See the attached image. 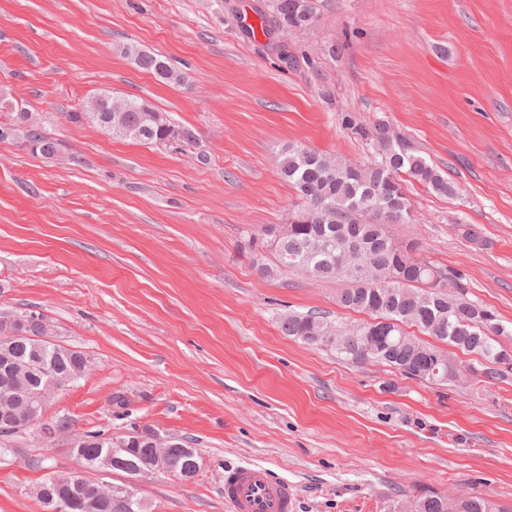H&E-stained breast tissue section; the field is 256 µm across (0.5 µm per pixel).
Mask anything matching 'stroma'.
<instances>
[{
	"instance_id": "stroma-1",
	"label": "stroma",
	"mask_w": 512,
	"mask_h": 512,
	"mask_svg": "<svg viewBox=\"0 0 512 512\" xmlns=\"http://www.w3.org/2000/svg\"><path fill=\"white\" fill-rule=\"evenodd\" d=\"M307 30L260 33L271 0H0V118L22 105L60 144L47 159L0 142V309L34 310L89 371L47 409L69 435L17 433L0 512H44L32 489L78 469L70 434L150 427L196 448L183 482L133 483L146 512H230L224 471L249 461L293 487L294 512H388L431 490L512 505V378L435 385L284 336L280 314L356 324L337 287L262 277L248 236L299 199L288 145L355 162L375 144L342 123H386L459 188L405 190L399 240L460 271L512 326V0H316ZM167 58L181 84L123 49ZM144 98L195 129L183 149L124 140L67 115L94 95ZM79 157L71 164L69 155Z\"/></svg>"
}]
</instances>
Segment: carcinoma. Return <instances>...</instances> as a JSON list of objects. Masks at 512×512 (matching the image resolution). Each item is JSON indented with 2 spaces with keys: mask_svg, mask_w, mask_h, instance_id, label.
<instances>
[{
  "mask_svg": "<svg viewBox=\"0 0 512 512\" xmlns=\"http://www.w3.org/2000/svg\"><path fill=\"white\" fill-rule=\"evenodd\" d=\"M274 15L286 30L296 26H310L315 22V0H273ZM136 66L156 77L179 81L170 64L159 56L137 47L127 49ZM128 110L115 112L107 109L91 118L85 112H70L72 123L91 122L97 126L112 124L111 133L132 142L146 145L189 146L196 143L193 129L177 124L169 114L158 111L145 99L127 100ZM23 113L14 112L10 125L14 126L13 139L22 145L36 142L38 152L60 153L57 140L35 126L21 124ZM347 129L362 140L377 143L380 159L368 163H354L340 157L317 153L304 147L288 146L280 150L279 174L288 181L302 200L301 211L324 212L309 224H296L288 238L274 249L275 261L264 262V256L255 258L256 267L263 276L272 278L282 269H294L322 282L342 285L337 295L346 309L364 312L371 320L358 323L352 329L354 337L336 347L324 344L323 337L334 336L342 328L314 312L283 313L279 317L281 332L311 347L333 351L341 359L356 363L359 354L368 345L376 347V357L402 375L426 374L431 369V353L439 347L426 343L405 331L414 326L462 351L480 357L482 371L478 382L486 387L509 378L498 365L502 339L512 340V329L501 324L498 317L487 322L483 313L486 306L467 298L466 292L455 298L439 288L430 292L424 285L432 271L443 272L425 257L417 254L416 242L405 241L407 252L399 253L391 247L392 224H411L415 221L412 204L404 184L413 180L427 191L453 197L457 194L448 176L426 159L404 148L402 140L380 122L367 126L355 117H344ZM361 247L371 255L376 267L377 280L366 281L353 267L341 260V253ZM17 339L5 352L0 350V372L7 366L21 370V376L39 380L44 371H52L77 382L87 370L86 356L77 350L50 345L40 356V367L33 366L31 339L48 335L45 325L24 315V322L15 328ZM29 405L25 390L0 389V407L23 412ZM82 467L99 471L111 465L112 469L136 476L153 465L157 448L142 439L141 434L126 438L124 446L109 445L100 434L89 432L85 443L71 449ZM168 458L178 468L190 470L198 464L196 449L180 442L166 449ZM82 496L92 502L91 510L78 507L75 512H146L138 497L116 495L109 486L88 483ZM448 501L445 495L424 496L420 512H443ZM460 512H494L492 501L481 493L473 494Z\"/></svg>",
  "mask_w": 512,
  "mask_h": 512,
  "instance_id": "carcinoma-1",
  "label": "carcinoma"
}]
</instances>
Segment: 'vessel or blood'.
I'll return each instance as SVG.
<instances>
[{"instance_id":"vessel-or-blood-1","label":"vessel or blood","mask_w":512,"mask_h":512,"mask_svg":"<svg viewBox=\"0 0 512 512\" xmlns=\"http://www.w3.org/2000/svg\"><path fill=\"white\" fill-rule=\"evenodd\" d=\"M224 500L232 512H292L293 493L284 480L272 479L266 468L239 465L224 472Z\"/></svg>"}]
</instances>
